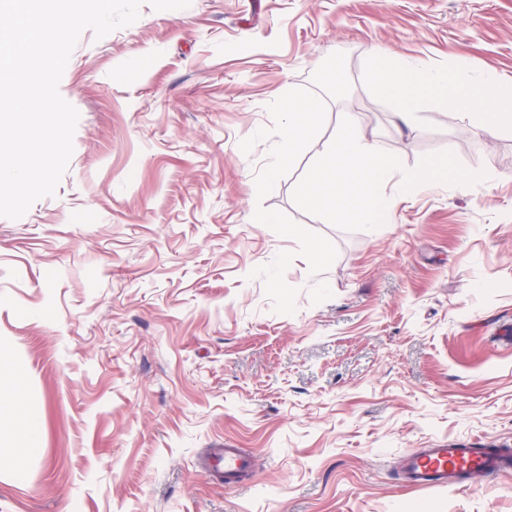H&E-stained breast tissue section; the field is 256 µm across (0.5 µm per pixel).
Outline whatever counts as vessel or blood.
Wrapping results in <instances>:
<instances>
[{"label": "vessel or blood", "mask_w": 512, "mask_h": 512, "mask_svg": "<svg viewBox=\"0 0 512 512\" xmlns=\"http://www.w3.org/2000/svg\"><path fill=\"white\" fill-rule=\"evenodd\" d=\"M216 456L224 464V477L234 480L251 467V458L239 448H219ZM512 469V451L505 448L443 445L407 452L401 474L411 488H451L463 481L503 475Z\"/></svg>", "instance_id": "1"}]
</instances>
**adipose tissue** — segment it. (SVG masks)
<instances>
[{
	"instance_id": "ef3b65f1",
	"label": "adipose tissue",
	"mask_w": 512,
	"mask_h": 512,
	"mask_svg": "<svg viewBox=\"0 0 512 512\" xmlns=\"http://www.w3.org/2000/svg\"><path fill=\"white\" fill-rule=\"evenodd\" d=\"M372 76L407 122L412 120L426 92L447 108L475 111L488 129H496L501 118L512 121V83L492 73L476 82L462 65L435 71L389 57L376 62Z\"/></svg>"
}]
</instances>
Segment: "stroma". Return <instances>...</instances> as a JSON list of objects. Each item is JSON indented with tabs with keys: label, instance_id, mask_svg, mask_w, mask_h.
<instances>
[{
	"label": "stroma",
	"instance_id": "obj_1",
	"mask_svg": "<svg viewBox=\"0 0 512 512\" xmlns=\"http://www.w3.org/2000/svg\"><path fill=\"white\" fill-rule=\"evenodd\" d=\"M390 56L512 81V0H192L82 32L68 166L0 217V342L37 432L0 512H512V472L399 475L410 450L512 449V127L430 100L408 127L371 78ZM292 99L319 116L280 163ZM342 112L405 167L449 150L493 179L339 229L292 192ZM221 446L252 470L203 469Z\"/></svg>",
	"mask_w": 512,
	"mask_h": 512
}]
</instances>
